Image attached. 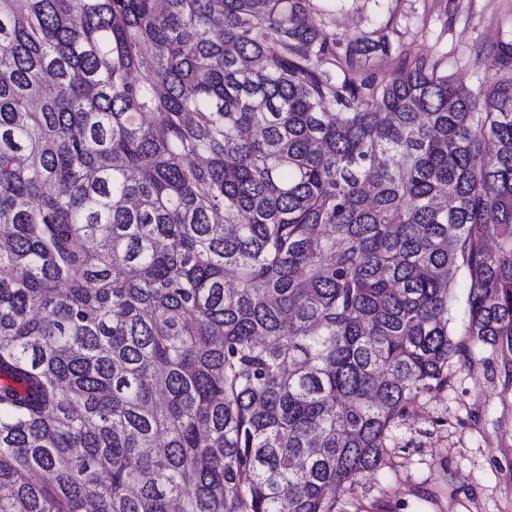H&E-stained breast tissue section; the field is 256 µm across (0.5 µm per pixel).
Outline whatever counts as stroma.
I'll use <instances>...</instances> for the list:
<instances>
[{
	"label": "stroma",
	"mask_w": 512,
	"mask_h": 512,
	"mask_svg": "<svg viewBox=\"0 0 512 512\" xmlns=\"http://www.w3.org/2000/svg\"><path fill=\"white\" fill-rule=\"evenodd\" d=\"M310 19L341 42L387 36L388 53L359 72L381 81L425 56L476 90L489 77L476 50L512 43V0H313ZM448 375L446 391L420 396L392 428L345 512H512V353L483 350Z\"/></svg>",
	"instance_id": "obj_1"
}]
</instances>
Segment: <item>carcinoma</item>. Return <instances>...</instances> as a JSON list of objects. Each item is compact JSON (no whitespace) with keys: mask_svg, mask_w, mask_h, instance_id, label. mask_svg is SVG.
Listing matches in <instances>:
<instances>
[{"mask_svg":"<svg viewBox=\"0 0 512 512\" xmlns=\"http://www.w3.org/2000/svg\"><path fill=\"white\" fill-rule=\"evenodd\" d=\"M310 7L0 0V512H341L512 352V47L359 82Z\"/></svg>","mask_w":512,"mask_h":512,"instance_id":"cac0c4a2","label":"carcinoma"}]
</instances>
